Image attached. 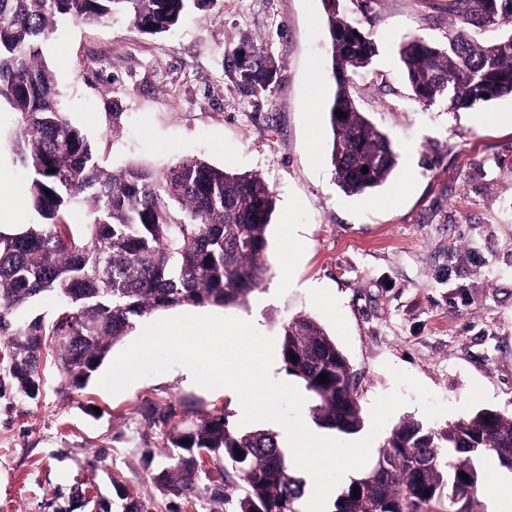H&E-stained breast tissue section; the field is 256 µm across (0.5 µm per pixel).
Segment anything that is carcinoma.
I'll list each match as a JSON object with an SVG mask.
<instances>
[{"mask_svg":"<svg viewBox=\"0 0 512 512\" xmlns=\"http://www.w3.org/2000/svg\"><path fill=\"white\" fill-rule=\"evenodd\" d=\"M187 2L0 0V101L14 113L12 152L30 174L27 190L41 218L18 233L0 232V350L21 397H37L49 355L80 388L136 319L185 305L245 308L270 277L268 228L277 197L264 178L197 158L163 173L137 164L100 166L85 133L63 112L43 55L61 17L91 24L120 16L159 34L182 22ZM323 4L336 77L327 111L330 159L337 186L361 195L392 177L398 152L351 94L353 75L376 56L375 43L340 13L336 0ZM442 10L450 19L447 44L413 37L398 50L414 100L444 99L455 112L512 96V0H443ZM248 49L247 60L236 55L234 70L239 83L260 96L274 85L277 65L263 48ZM76 207L86 210V223L67 221ZM44 296L56 301L52 315L31 314L32 303ZM280 341L286 371L310 394L313 422L346 435L360 432L355 377L325 327L309 315L287 318ZM322 373L325 383L318 381ZM169 441L181 486L197 487L198 465L185 454L203 449L236 473L242 490L215 503L233 512H302L306 480L277 433L235 427L224 414L210 413L190 430L173 427ZM487 458L512 472V416L481 410L440 430L405 418L391 428L372 465L349 477L333 512H424L444 497L454 503L462 491L463 509L455 512H476Z\"/></svg>","mask_w":512,"mask_h":512,"instance_id":"obj_1","label":"carcinoma"}]
</instances>
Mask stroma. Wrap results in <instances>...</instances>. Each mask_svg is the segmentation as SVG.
<instances>
[{
  "instance_id": "stroma-1",
  "label": "stroma",
  "mask_w": 512,
  "mask_h": 512,
  "mask_svg": "<svg viewBox=\"0 0 512 512\" xmlns=\"http://www.w3.org/2000/svg\"><path fill=\"white\" fill-rule=\"evenodd\" d=\"M374 41L372 65L353 78L360 111L397 147L412 143L392 178L357 196L337 186L325 109L335 89L322 0H191L170 32L147 35L127 19H60L43 47L68 118L99 163L164 170L197 158L253 172L275 190L268 230L272 275L248 307L186 306L138 320L227 315L278 337L279 322L309 314L358 377L364 412L395 389L393 369L424 384L447 413L427 418L412 390L389 419L440 429L482 409L512 415V125L411 97L398 47L412 36L442 44L438 0H341ZM279 65L271 92L239 85L241 45ZM120 125H113V113ZM218 410L239 424L228 388L207 389L179 369L113 394L90 379L72 386L46 363L39 394L0 397V512H213L212 492L236 476L223 463L200 473L204 492L166 479L167 436Z\"/></svg>"
}]
</instances>
